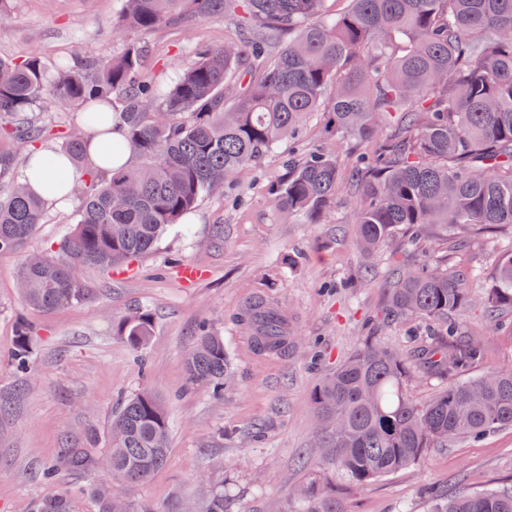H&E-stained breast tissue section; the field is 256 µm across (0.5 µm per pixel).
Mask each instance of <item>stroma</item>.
<instances>
[{"label": "stroma", "instance_id": "1", "mask_svg": "<svg viewBox=\"0 0 512 512\" xmlns=\"http://www.w3.org/2000/svg\"><path fill=\"white\" fill-rule=\"evenodd\" d=\"M9 23L0 28V58L21 61L33 53L52 62L61 55L108 59L128 40L148 50L146 77L166 84L195 61L199 43L253 41L235 21L214 16L134 33L125 37L114 24L123 0H0ZM83 105L58 111L38 104L33 113L50 127L45 150H59L66 138L87 135ZM330 115L314 113L295 138L243 168L223 191L204 196L154 250L109 272L83 268L91 290L86 301L40 312L22 300L15 271L29 255H53L70 235L79 208L72 194L62 209L47 206L31 237L0 255V512H30L34 500L69 490L78 493V512H94L81 495L90 482L112 476L100 470H61L56 483L38 475L43 462L63 448L90 447L91 434H105L118 402L147 387L164 402L170 427L165 466L136 486V500L159 512H179L200 501L210 486L223 485L226 512H278L298 486L325 479L336 487L345 512H432L421 489L434 484L449 494L512 488V429L486 438L430 449L423 459L367 487L355 486L340 468L324 465L313 445L317 422L312 394L325 372L347 358L365 338H377L401 355L412 345L407 323L384 325L392 269L432 256L450 255L461 268H480L465 280L476 303L460 317L461 327L485 338L483 360L471 373L512 365V331L497 329L478 300L502 255L512 247V230L473 238L457 252L426 236L414 251L373 256L356 247L352 224L354 194L343 191L322 223L287 215L274 183L288 170V154L332 146ZM184 266L199 276L188 281ZM264 299L284 311L298 341L288 354L258 352L245 308ZM149 311L152 334L141 350L116 335L119 319L135 309ZM34 336L33 364L18 373L10 362L17 322ZM224 338L231 381L223 398L192 383L185 359L200 322ZM319 342L323 359L312 363L308 342ZM224 440H216L217 430Z\"/></svg>", "mask_w": 512, "mask_h": 512}]
</instances>
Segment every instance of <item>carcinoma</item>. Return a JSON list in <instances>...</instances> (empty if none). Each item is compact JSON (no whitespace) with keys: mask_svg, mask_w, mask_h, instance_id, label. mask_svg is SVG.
<instances>
[{"mask_svg":"<svg viewBox=\"0 0 512 512\" xmlns=\"http://www.w3.org/2000/svg\"><path fill=\"white\" fill-rule=\"evenodd\" d=\"M125 0L120 30L146 31L186 17L217 13L240 27L279 37L274 53L257 44L246 57L237 41L200 45L195 64L165 85L143 76L145 49L131 40L118 57L48 65L38 54L21 62L0 58V135L24 145L46 130L22 120L47 98L59 110L87 104L89 128L115 125L122 140L112 154L131 163L102 183L90 178L75 228L55 256L29 257L17 270L23 301L52 311L90 294L86 266L112 270L150 253L205 195L293 134L313 112L332 114L336 140L372 144L349 177L359 195L353 214L360 252L374 255L392 242L406 250L412 231L448 242L496 227H512V0ZM256 74L242 89L240 77ZM85 142L74 136L60 155L76 164ZM15 156L0 154V253L13 251L45 217L46 201L14 174ZM341 163L320 148L288 162L275 190L289 213L319 224L336 204ZM472 304L464 274L449 260L395 270L384 322L425 320L432 335L411 358L368 339L312 396L326 461L359 486L420 461L430 448L512 428V367L460 379L484 353L482 337L462 335L453 316ZM481 304L491 317L512 314V251L505 255ZM286 320L268 308L259 348L282 352ZM152 332L146 311L118 321L116 333L133 349ZM33 354L28 324L16 325L12 359L27 369ZM189 378L224 395L229 366L224 337L199 327L186 359ZM445 381L424 404L406 392L410 378ZM169 423L161 399L143 389L113 412L104 451L64 448L78 471L107 459L128 490L165 465ZM86 494L97 512H158L148 503L110 501L107 486ZM434 512H512V489L453 496L433 492ZM32 512H75L74 495L36 500ZM199 512H224V486L206 490ZM280 512H343L336 489L313 481Z\"/></svg>","mask_w":512,"mask_h":512,"instance_id":"cac0c4a2","label":"carcinoma"}]
</instances>
